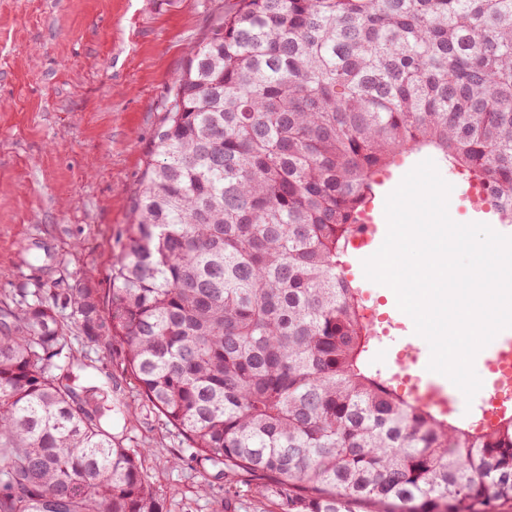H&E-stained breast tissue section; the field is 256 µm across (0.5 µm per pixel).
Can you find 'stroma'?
I'll list each match as a JSON object with an SVG mask.
<instances>
[{"mask_svg":"<svg viewBox=\"0 0 512 512\" xmlns=\"http://www.w3.org/2000/svg\"><path fill=\"white\" fill-rule=\"evenodd\" d=\"M237 0H0V299L58 306L76 365L74 386H96L164 512H275L225 496L211 466L177 462L184 440L142 401L135 380L87 343L63 297L107 289L131 224L132 198L178 75L193 47ZM364 253L346 261L366 306L403 323L390 288L366 278ZM135 409L131 429L124 414ZM208 493H201V485Z\"/></svg>","mask_w":512,"mask_h":512,"instance_id":"1","label":"stroma"}]
</instances>
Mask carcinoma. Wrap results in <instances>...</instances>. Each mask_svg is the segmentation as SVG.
<instances>
[{
    "mask_svg": "<svg viewBox=\"0 0 512 512\" xmlns=\"http://www.w3.org/2000/svg\"><path fill=\"white\" fill-rule=\"evenodd\" d=\"M112 288L71 300L184 439L278 512H498L512 414L457 425L366 363L345 256L377 176L433 150L512 219V0H239L174 83ZM66 325L0 304V512H162L72 386Z\"/></svg>",
    "mask_w": 512,
    "mask_h": 512,
    "instance_id": "carcinoma-1",
    "label": "carcinoma"
}]
</instances>
